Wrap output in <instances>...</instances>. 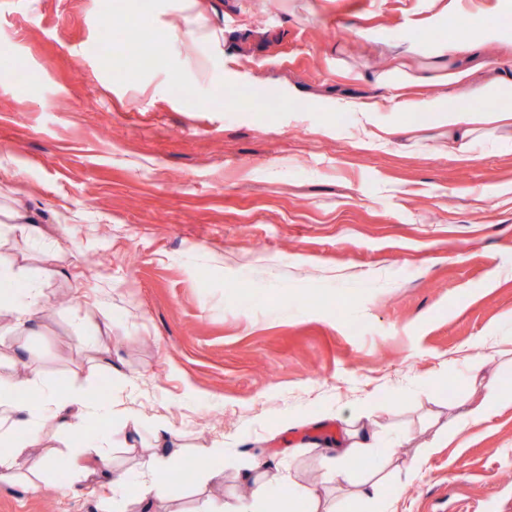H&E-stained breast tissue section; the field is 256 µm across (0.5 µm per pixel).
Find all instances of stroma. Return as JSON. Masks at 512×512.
I'll return each mask as SVG.
<instances>
[{
  "mask_svg": "<svg viewBox=\"0 0 512 512\" xmlns=\"http://www.w3.org/2000/svg\"><path fill=\"white\" fill-rule=\"evenodd\" d=\"M466 2L460 18L435 0H0L17 64L0 207L38 228L0 262L58 271L36 333L0 317V360L63 396L110 393L132 478L157 424L184 459L210 451L223 484L190 476L165 512L239 492L258 461L313 485L321 428L341 442L366 420L376 488L360 496L351 461L321 487L339 512H512V408L432 449L484 379L512 389V153L487 138L450 156L447 126L393 111L376 80L402 60L447 70L451 36L482 33L495 57L512 0ZM142 30L161 46L147 68L122 50ZM363 103L380 139L355 128ZM104 313L108 357L89 344ZM104 510L71 469L0 482V512Z\"/></svg>",
  "mask_w": 512,
  "mask_h": 512,
  "instance_id": "35a3bbf8",
  "label": "stroma"
}]
</instances>
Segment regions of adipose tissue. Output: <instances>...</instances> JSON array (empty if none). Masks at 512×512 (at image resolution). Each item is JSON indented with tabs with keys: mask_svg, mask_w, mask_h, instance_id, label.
<instances>
[{
	"mask_svg": "<svg viewBox=\"0 0 512 512\" xmlns=\"http://www.w3.org/2000/svg\"><path fill=\"white\" fill-rule=\"evenodd\" d=\"M481 63L469 66L449 67L444 75L396 70L378 75L379 83L393 89L392 107L398 112L425 111L437 114L440 122L448 126L449 152L464 158L469 154L476 139L488 131L512 133V107L500 106L475 109L463 104L448 108L432 99L408 100L406 92L422 88L435 81L451 85L471 84L481 70ZM44 310L43 294L33 279L21 277L14 266H0V314L11 317L16 329L35 331ZM34 379L15 373L0 372V481L13 479L21 468L37 473L54 470L58 456L47 453L32 456L31 448L42 441L45 428L71 436L88 434L90 422H104L111 415L110 395H101L98 401H89L82 395L60 396L53 390L41 393L38 404H31L28 394L35 388ZM91 447L69 455L74 470L88 475L106 477L110 492L116 493L114 512H127L130 501L165 502L171 499L172 489L167 473L180 452L175 443L176 435L168 427L158 426L154 431L153 444L147 455L139 461L147 479L139 487H130L124 472L112 466L110 433L102 429L89 434ZM369 432L361 428L352 431L343 444L333 448L324 473L329 483L349 482L347 458L366 455L369 448ZM238 480L247 489L246 494L231 496L206 503L201 512H296L298 500H306L310 512H336L335 504L322 501L314 489L282 481L281 492L276 500H269L268 477L264 470L255 468L239 475Z\"/></svg>",
	"mask_w": 512,
	"mask_h": 512,
	"instance_id": "ef3b65f1",
	"label": "adipose tissue"
}]
</instances>
